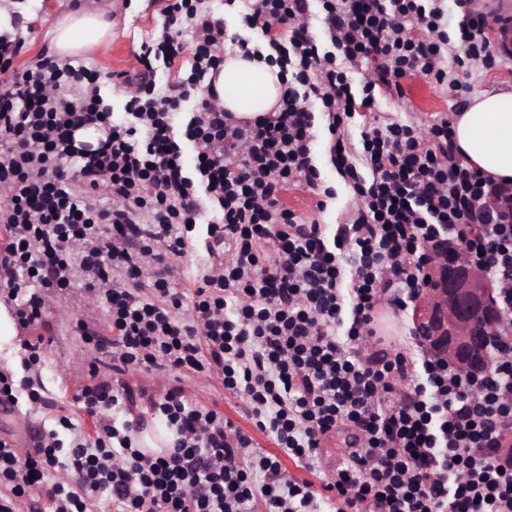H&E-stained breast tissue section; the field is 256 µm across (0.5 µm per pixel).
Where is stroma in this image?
<instances>
[{"instance_id":"35a3bbf8","label":"stroma","mask_w":512,"mask_h":512,"mask_svg":"<svg viewBox=\"0 0 512 512\" xmlns=\"http://www.w3.org/2000/svg\"><path fill=\"white\" fill-rule=\"evenodd\" d=\"M112 23V38L91 53L75 57L74 62L95 69L103 84V96L113 109H121L118 92L113 89L111 75L133 72L138 63L133 51L143 41L156 38L162 30L161 10L166 0H96ZM75 0H0V28L21 40L22 48L13 60V66L22 69L34 60L54 55L51 30L57 18L70 10ZM403 97H381L380 112L397 118L414 117L421 130H428L430 123L441 114L453 111L456 98L446 87L421 76L403 80ZM318 165L326 185L335 191L324 211H317L316 196L308 191L291 189L282 196L286 207L320 222H339L353 202V193L328 165L326 158H319ZM91 331L103 339L111 338V320L105 309L89 299L85 288L74 286L50 300L41 323L24 328L17 327L15 336L0 342V371L12 373L21 379V345L25 340L42 339L41 379L43 401L28 403L26 396H19L17 418L20 427L44 432L55 428L61 416L71 417L87 439H95L98 420L83 412L75 397L88 382V369L98 353L83 333ZM182 385L189 400L198 406L224 413L236 426L248 433L257 446L269 453H276L273 440L260 432L246 419L241 403L225 394L217 377L203 374L184 376Z\"/></svg>"}]
</instances>
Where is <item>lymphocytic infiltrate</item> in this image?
I'll list each match as a JSON object with an SVG mask.
<instances>
[{
    "label": "lymphocytic infiltrate",
    "instance_id": "f902f5d3",
    "mask_svg": "<svg viewBox=\"0 0 512 512\" xmlns=\"http://www.w3.org/2000/svg\"><path fill=\"white\" fill-rule=\"evenodd\" d=\"M224 0L260 42L228 35L197 0H168L163 32L142 42L137 87L115 119L96 71L66 60L15 70L17 43L0 37V288L39 321L49 295L76 273L107 308L112 337L87 342L118 382L89 381L76 401L99 420L88 440L69 417L32 451L0 439V512L48 486L53 512H89L108 497L117 512H318L322 492L346 512H512V222L486 203L490 176L462 160L448 116L428 134L376 113L377 94L403 96L420 75L459 91L458 71H490L502 57L488 17L454 0ZM323 15L322 31L310 19ZM279 69L277 106L251 119L216 93L193 90L225 53ZM374 62L354 90L348 69ZM186 76L157 87L159 67ZM359 140L348 137L350 125ZM327 140H320L318 126ZM97 143L80 144L85 128ZM357 198L334 229L286 208L301 188L327 198L319 152ZM208 264L197 287H173V262L204 212ZM448 241L500 286L506 314L493 367L479 377L432 356L417 333L389 348L378 301L406 309L427 256ZM214 375L283 454L315 472L324 442L352 433L323 490L288 480L277 456L223 414L190 402L177 383L149 399L174 434L171 447L137 448L128 409L130 371ZM73 439L63 445L60 430ZM73 484L50 483L55 470Z\"/></svg>",
    "mask_w": 512,
    "mask_h": 512
}]
</instances>
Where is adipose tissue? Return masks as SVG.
I'll list each match as a JSON object with an SVG mask.
<instances>
[{"instance_id":"adipose-tissue-1","label":"adipose tissue","mask_w":512,"mask_h":512,"mask_svg":"<svg viewBox=\"0 0 512 512\" xmlns=\"http://www.w3.org/2000/svg\"><path fill=\"white\" fill-rule=\"evenodd\" d=\"M59 58L78 56L107 42L112 23L105 13L83 6L59 18L53 28ZM226 111L240 118L268 112L281 95L278 70L265 61L230 55L214 79ZM454 140L473 168L496 179H512V91L473 95L453 121Z\"/></svg>"}]
</instances>
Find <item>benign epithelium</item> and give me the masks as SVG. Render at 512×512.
I'll use <instances>...</instances> for the list:
<instances>
[{
  "label": "benign epithelium",
  "mask_w": 512,
  "mask_h": 512,
  "mask_svg": "<svg viewBox=\"0 0 512 512\" xmlns=\"http://www.w3.org/2000/svg\"><path fill=\"white\" fill-rule=\"evenodd\" d=\"M491 198L507 219H512V186L495 188ZM432 260L415 300L412 319L428 347L463 371L482 353L487 337L472 333L482 320L488 331L501 323L496 296L498 284L484 276L458 246L440 242L427 246Z\"/></svg>",
  "instance_id": "7a95c632"
}]
</instances>
